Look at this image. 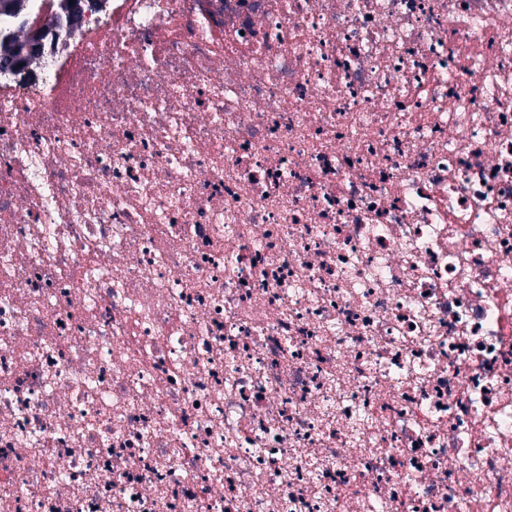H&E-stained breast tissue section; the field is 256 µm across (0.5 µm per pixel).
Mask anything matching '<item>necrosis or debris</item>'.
<instances>
[{
  "label": "necrosis or debris",
  "instance_id": "obj_1",
  "mask_svg": "<svg viewBox=\"0 0 512 512\" xmlns=\"http://www.w3.org/2000/svg\"><path fill=\"white\" fill-rule=\"evenodd\" d=\"M0 512H512V0H105L0 72Z\"/></svg>",
  "mask_w": 512,
  "mask_h": 512
}]
</instances>
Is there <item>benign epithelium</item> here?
Returning a JSON list of instances; mask_svg holds the SVG:
<instances>
[{
  "instance_id": "obj_1",
  "label": "benign epithelium",
  "mask_w": 512,
  "mask_h": 512,
  "mask_svg": "<svg viewBox=\"0 0 512 512\" xmlns=\"http://www.w3.org/2000/svg\"><path fill=\"white\" fill-rule=\"evenodd\" d=\"M94 0H59L58 9L48 25L22 24L14 34L0 36V66L19 68L54 52L62 31H72Z\"/></svg>"
}]
</instances>
